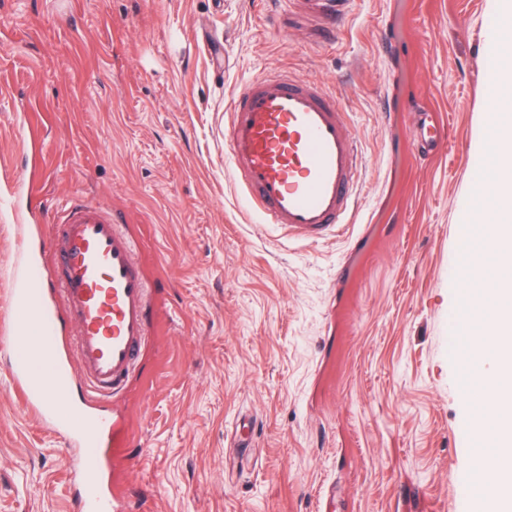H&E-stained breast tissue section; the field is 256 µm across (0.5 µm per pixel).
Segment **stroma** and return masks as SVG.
<instances>
[{
  "mask_svg": "<svg viewBox=\"0 0 512 512\" xmlns=\"http://www.w3.org/2000/svg\"><path fill=\"white\" fill-rule=\"evenodd\" d=\"M486 3L356 0L324 43L293 0H0V296L14 208L37 243L77 191L124 216L158 285V333L107 404L130 512H475L450 267L491 190ZM281 70L335 92L363 153L357 222L319 242L247 210L224 146L233 93ZM412 100L446 129L424 160ZM8 364L0 512H73L71 452Z\"/></svg>",
  "mask_w": 512,
  "mask_h": 512,
  "instance_id": "obj_1",
  "label": "stroma"
}]
</instances>
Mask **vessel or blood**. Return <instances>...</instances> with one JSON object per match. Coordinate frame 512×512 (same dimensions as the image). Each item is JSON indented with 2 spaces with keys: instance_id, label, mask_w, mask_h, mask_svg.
<instances>
[{
  "instance_id": "obj_1",
  "label": "vessel or blood",
  "mask_w": 512,
  "mask_h": 512,
  "mask_svg": "<svg viewBox=\"0 0 512 512\" xmlns=\"http://www.w3.org/2000/svg\"><path fill=\"white\" fill-rule=\"evenodd\" d=\"M326 32L354 0H298ZM443 128L423 114L415 133L430 154ZM225 144L245 202L261 223L319 241L346 228L359 207L361 162L348 114L321 84L287 72L248 81L234 96ZM51 268L22 236L5 299L0 347L24 410L73 451L77 512H111L122 492L107 478L112 445L105 402L122 393L154 333V285L117 217L82 196L53 224Z\"/></svg>"
}]
</instances>
